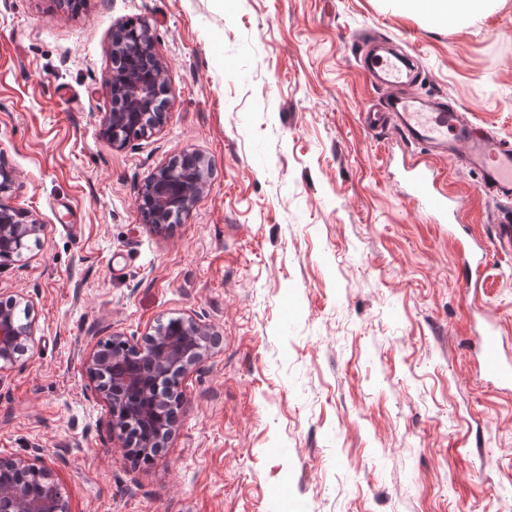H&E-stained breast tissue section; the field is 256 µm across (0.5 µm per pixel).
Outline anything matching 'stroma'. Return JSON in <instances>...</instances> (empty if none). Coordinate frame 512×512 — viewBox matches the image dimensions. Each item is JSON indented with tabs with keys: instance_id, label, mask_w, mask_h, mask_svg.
Listing matches in <instances>:
<instances>
[{
	"instance_id": "stroma-1",
	"label": "stroma",
	"mask_w": 512,
	"mask_h": 512,
	"mask_svg": "<svg viewBox=\"0 0 512 512\" xmlns=\"http://www.w3.org/2000/svg\"><path fill=\"white\" fill-rule=\"evenodd\" d=\"M140 19L168 117L120 150L102 78L113 29ZM366 28L414 58L420 95L512 141V0L453 28L397 0H0V166L45 226L0 263V297L27 295L35 328L0 373V457L41 449L71 512H512V390L481 380L475 346L496 321L512 360L498 207L452 163L469 223L413 210L411 147L361 123L383 96ZM185 151L208 188L155 232L138 191ZM179 315L224 341L135 466L82 357Z\"/></svg>"
}]
</instances>
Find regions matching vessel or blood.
Segmentation results:
<instances>
[{"instance_id": "obj_1", "label": "vessel or blood", "mask_w": 512, "mask_h": 512, "mask_svg": "<svg viewBox=\"0 0 512 512\" xmlns=\"http://www.w3.org/2000/svg\"><path fill=\"white\" fill-rule=\"evenodd\" d=\"M367 76L386 92L378 109L363 112V126L372 133L393 128L420 148L409 164V203L427 213L433 221L447 218L463 222L465 204L459 191L452 189L446 169L436 159H462L480 175L482 191L507 210L495 221L493 250L512 258V142L504 140L489 126L464 122L446 98L422 99L410 90L411 71L402 69L396 59L365 53ZM485 376L496 383L512 386V363L504 361L496 330H489L479 343Z\"/></svg>"}]
</instances>
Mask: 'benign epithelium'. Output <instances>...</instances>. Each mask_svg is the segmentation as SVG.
<instances>
[{
  "label": "benign epithelium",
  "instance_id": "7a95c632",
  "mask_svg": "<svg viewBox=\"0 0 512 512\" xmlns=\"http://www.w3.org/2000/svg\"><path fill=\"white\" fill-rule=\"evenodd\" d=\"M110 54L112 67L104 75V86L112 109L102 117L100 133L112 147L122 149L164 127L166 113L158 99L168 88L167 70L147 21L118 26ZM183 156V163L156 168L139 189L144 220L158 231L188 216L207 188L208 163L196 153ZM14 185L13 173L0 167V252L20 256L30 244L42 242L45 225L11 205ZM23 303L29 300H0V372L14 366L18 353L34 342L33 323L16 315ZM218 344L211 326L188 316L159 320L139 340L110 336L84 353L85 373L95 396L107 405L112 437L122 443L128 458L160 456L177 430L184 401L180 386L162 379L182 380ZM32 471L41 472L47 482L41 494L27 484ZM0 473L10 476L9 482L0 483V512H70L64 488L51 478L41 455L0 457Z\"/></svg>",
  "mask_w": 512,
  "mask_h": 512
}]
</instances>
